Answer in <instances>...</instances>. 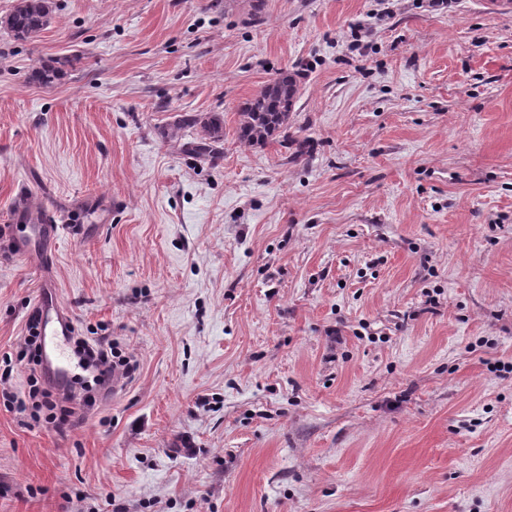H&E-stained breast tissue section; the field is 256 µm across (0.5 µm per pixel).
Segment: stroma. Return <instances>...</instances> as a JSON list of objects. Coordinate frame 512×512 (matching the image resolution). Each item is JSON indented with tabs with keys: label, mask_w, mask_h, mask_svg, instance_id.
<instances>
[{
	"label": "stroma",
	"mask_w": 512,
	"mask_h": 512,
	"mask_svg": "<svg viewBox=\"0 0 512 512\" xmlns=\"http://www.w3.org/2000/svg\"><path fill=\"white\" fill-rule=\"evenodd\" d=\"M54 2L0 30V236L23 191L58 226L0 251V360L27 391L45 285L138 368L64 434L0 403V512H512V12ZM279 71L287 141L240 145ZM13 9L0 16V28L16 41L29 42L38 37L52 22V0H15ZM69 61L54 59L48 62H39L28 73V82L43 87H51L60 82L67 74L66 67ZM194 129L195 141L188 143L187 151L198 158L208 160L212 165H218L224 157L222 148L218 145L224 140V119L219 114H190L181 115L164 134L175 136L181 130ZM32 326V321H30L28 324L29 334L24 336L19 353L22 360L26 359L28 365H33L31 368L33 372L37 366L42 365L43 360L38 346V336L32 331Z\"/></svg>",
	"instance_id": "1"
}]
</instances>
